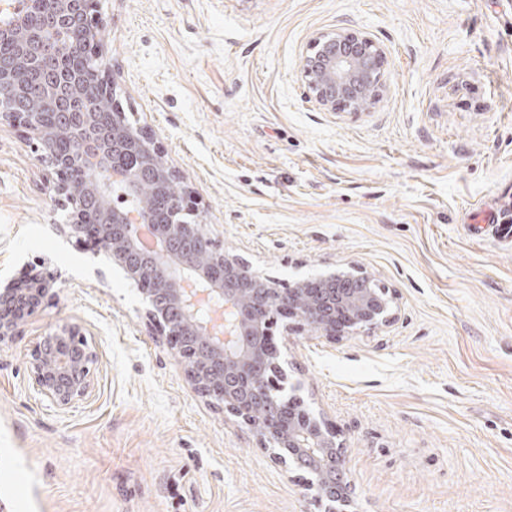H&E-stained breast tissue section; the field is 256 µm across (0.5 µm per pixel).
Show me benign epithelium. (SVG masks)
Returning <instances> with one entry per match:
<instances>
[{"mask_svg": "<svg viewBox=\"0 0 512 512\" xmlns=\"http://www.w3.org/2000/svg\"><path fill=\"white\" fill-rule=\"evenodd\" d=\"M101 20L93 0H13L0 8V124L25 129L47 164L46 184L69 211L57 232L84 249L104 253L138 284L148 324L178 354L195 392L219 404L256 434L286 470H302L303 489L347 512L353 486L346 448L323 416L288 386L275 338L298 318L311 335L336 341L389 325V289L356 265L285 285L258 273L239 254L210 253L201 224L174 219L169 198L145 200L144 174L158 189L182 181L152 131L127 123L116 80L98 70L90 88L71 62L103 56ZM387 55L370 36L348 28L316 34L301 57L311 98L329 112H361L386 89ZM28 103L26 111L13 106ZM136 156L140 168L128 158ZM56 273L41 262L27 286L0 276V343L58 295ZM98 344L79 322L49 328L27 357L29 384L59 410L92 396ZM333 496H321L327 480Z\"/></svg>", "mask_w": 512, "mask_h": 512, "instance_id": "obj_1", "label": "benign epithelium"}]
</instances>
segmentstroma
Wrapping results in <instances>:
<instances>
[{
	"label": "stroma",
	"mask_w": 512,
	"mask_h": 512,
	"mask_svg": "<svg viewBox=\"0 0 512 512\" xmlns=\"http://www.w3.org/2000/svg\"><path fill=\"white\" fill-rule=\"evenodd\" d=\"M119 100L161 137L210 236L288 282L354 264L393 322L335 342L291 324L288 380L333 426L350 512H512V0H100ZM351 27L388 54L383 100L310 102L300 57ZM21 129L0 125V274L41 260L56 299L0 343V512H323L199 397L141 296L76 246ZM83 322L92 397L28 384L50 325Z\"/></svg>",
	"instance_id": "stroma-1"
}]
</instances>
